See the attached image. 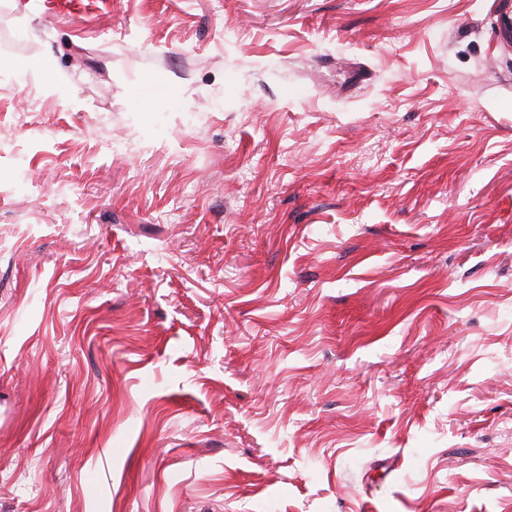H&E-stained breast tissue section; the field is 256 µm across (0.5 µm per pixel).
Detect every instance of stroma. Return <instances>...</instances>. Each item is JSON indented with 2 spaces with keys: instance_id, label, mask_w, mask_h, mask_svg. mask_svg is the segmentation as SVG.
I'll use <instances>...</instances> for the list:
<instances>
[{
  "instance_id": "obj_1",
  "label": "stroma",
  "mask_w": 512,
  "mask_h": 512,
  "mask_svg": "<svg viewBox=\"0 0 512 512\" xmlns=\"http://www.w3.org/2000/svg\"><path fill=\"white\" fill-rule=\"evenodd\" d=\"M505 14L0 0V512H512Z\"/></svg>"
}]
</instances>
